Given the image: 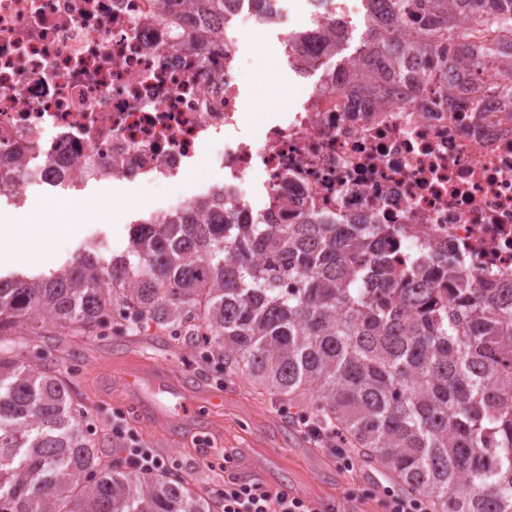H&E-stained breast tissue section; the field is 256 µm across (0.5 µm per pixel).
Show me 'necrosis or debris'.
<instances>
[{"label":"necrosis or debris","mask_w":512,"mask_h":512,"mask_svg":"<svg viewBox=\"0 0 512 512\" xmlns=\"http://www.w3.org/2000/svg\"><path fill=\"white\" fill-rule=\"evenodd\" d=\"M286 0H0V198L28 188L171 183L156 221L230 189L244 222L381 224L476 285L512 283V108L464 90L365 95L335 69L272 122L242 93L246 42Z\"/></svg>","instance_id":"1"}]
</instances>
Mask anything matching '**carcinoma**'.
Returning <instances> with one entry per match:
<instances>
[{
	"label": "carcinoma",
	"instance_id": "cac0c4a2",
	"mask_svg": "<svg viewBox=\"0 0 512 512\" xmlns=\"http://www.w3.org/2000/svg\"><path fill=\"white\" fill-rule=\"evenodd\" d=\"M366 2L353 71L365 92L411 74L448 85L493 68L489 91L512 104V0ZM420 12L433 24L409 40L403 26ZM460 14L502 42L459 43L445 68L421 71L439 38H461ZM347 34L336 20L326 38L297 31L287 44L326 41L334 58ZM221 200L218 223L147 218L109 258L88 245L48 275L0 276V335L47 318L103 327L116 307L127 326L153 323L209 365L220 356L224 376L336 427L430 512H512V285L433 275L428 251L401 268L377 224H238L231 195ZM43 361L37 343L26 356L0 349V512H217L185 477L101 459L88 412Z\"/></svg>",
	"mask_w": 512,
	"mask_h": 512
}]
</instances>
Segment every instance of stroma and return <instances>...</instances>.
Here are the masks:
<instances>
[{"instance_id": "35a3bbf8", "label": "stroma", "mask_w": 512, "mask_h": 512, "mask_svg": "<svg viewBox=\"0 0 512 512\" xmlns=\"http://www.w3.org/2000/svg\"><path fill=\"white\" fill-rule=\"evenodd\" d=\"M284 35L282 28H268L247 48L248 56L261 64L250 72L244 95L255 110L271 115L295 106V98L285 95L284 88L302 82L288 68ZM166 193V187L155 184L91 187L84 198L71 203L67 191H60L68 205L58 210V221L73 225V232L53 235L37 246L24 238L4 243V250L34 249L39 257L23 266L2 262L0 275L50 273L76 257L94 234L108 241L110 251H123L131 222L144 217L145 206ZM39 332L53 356L52 369L70 385L74 401L89 411L91 426L121 416L139 447L152 449L163 469L191 478L203 493L214 494L230 478H253L276 490L324 499L341 512H388L385 491L393 480L384 465L366 462L352 451L347 457L352 466L344 468L347 459L315 447L304 434L301 417L283 412L281 400L196 363L189 348L170 344L163 331H129L115 324L76 334L61 345L51 320L42 321ZM157 369L188 386L189 406L206 412L212 446L178 435L182 412L175 400L152 397V404L167 407L169 419L145 424L135 414L131 394L114 386L125 372L148 374ZM209 391L222 393V408H208L204 395Z\"/></svg>"}]
</instances>
